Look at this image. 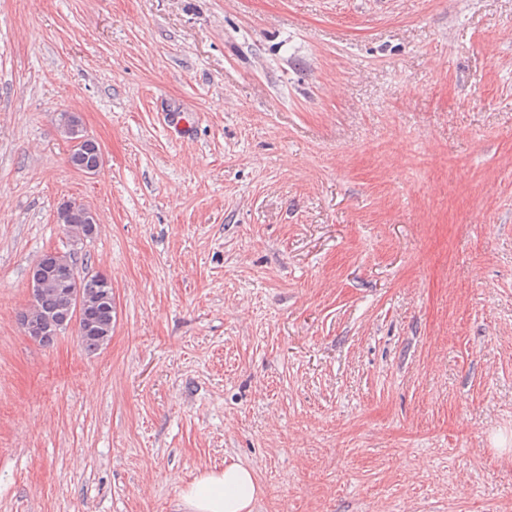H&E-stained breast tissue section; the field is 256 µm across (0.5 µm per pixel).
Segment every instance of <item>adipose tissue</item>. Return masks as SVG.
<instances>
[{
	"label": "adipose tissue",
	"mask_w": 512,
	"mask_h": 512,
	"mask_svg": "<svg viewBox=\"0 0 512 512\" xmlns=\"http://www.w3.org/2000/svg\"><path fill=\"white\" fill-rule=\"evenodd\" d=\"M261 492L253 473L231 463L200 472L181 493L183 512H252Z\"/></svg>",
	"instance_id": "1"
}]
</instances>
